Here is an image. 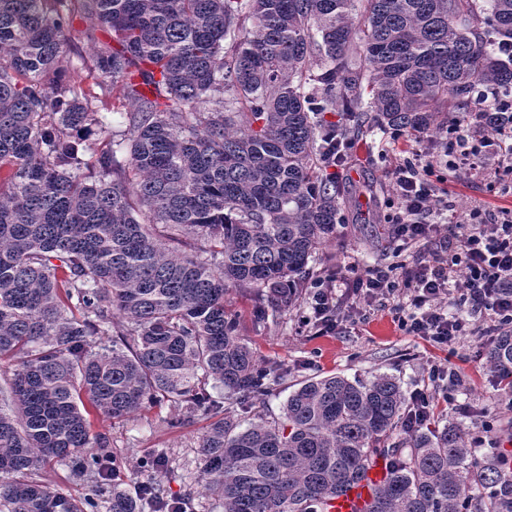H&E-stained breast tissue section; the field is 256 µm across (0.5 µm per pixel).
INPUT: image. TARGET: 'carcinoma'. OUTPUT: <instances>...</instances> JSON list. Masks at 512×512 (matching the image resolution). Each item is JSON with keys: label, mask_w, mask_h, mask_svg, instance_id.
<instances>
[{"label": "carcinoma", "mask_w": 512, "mask_h": 512, "mask_svg": "<svg viewBox=\"0 0 512 512\" xmlns=\"http://www.w3.org/2000/svg\"><path fill=\"white\" fill-rule=\"evenodd\" d=\"M77 11L112 34H87L98 93L72 84ZM507 41L512 0H0V512H187L158 482H111L90 433L92 409L122 420L161 401L211 419L198 480L224 512H323L376 456L389 473L366 512H512L500 450L459 426L385 446L406 405L388 374L308 379L285 423H243L234 406L288 371L261 365L224 308L233 288L259 320L293 306L336 238L326 154L367 123L430 136L477 86L512 90ZM110 96L131 110L98 150L74 132H104ZM485 361L512 384V331ZM54 460L90 493L37 480Z\"/></svg>", "instance_id": "cac0c4a2"}]
</instances>
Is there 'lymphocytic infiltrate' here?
I'll return each instance as SVG.
<instances>
[{
	"label": "lymphocytic infiltrate",
	"instance_id": "lymphocytic-infiltrate-1",
	"mask_svg": "<svg viewBox=\"0 0 512 512\" xmlns=\"http://www.w3.org/2000/svg\"><path fill=\"white\" fill-rule=\"evenodd\" d=\"M448 132L445 152L452 172L497 180L512 176V98L480 93L475 109L454 121ZM435 167L433 156L423 151L395 168L398 208L391 224L402 245L435 237L438 248L407 268L401 280L375 270L340 278L338 285L367 300L393 297L395 321L415 336L457 343L469 336L499 335L512 327V210L477 206L468 216H458L447 193L435 186ZM335 286L324 278L313 284L316 334L333 332L343 321ZM445 300L458 306L459 314H445Z\"/></svg>",
	"mask_w": 512,
	"mask_h": 512
}]
</instances>
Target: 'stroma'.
<instances>
[{"label":"stroma","instance_id":"stroma-1","mask_svg":"<svg viewBox=\"0 0 512 512\" xmlns=\"http://www.w3.org/2000/svg\"><path fill=\"white\" fill-rule=\"evenodd\" d=\"M414 146V141H396L379 130L351 139L347 164L336 177L342 216L338 234L310 261L311 277L409 267L432 251L429 243L398 250L387 222L398 204L392 171L410 156ZM435 176L443 180L458 215L476 205L491 209L512 206V190L506 185L480 178L457 179L441 163ZM392 303L388 296L369 303L344 293L341 311L345 321L336 331L317 336L307 324L312 316L309 297H301L287 312L258 321L253 316L252 294L230 291L226 306L237 318L241 338L260 362L288 370L285 386L276 387L264 402L255 404L250 419L280 417L288 387L304 380L332 375L367 380L387 373L400 379L405 393L428 388L439 424L456 423L472 445L511 455L512 388L497 381L484 364L487 337L439 344L409 335L389 313ZM89 420L92 434L108 440L117 481L123 487L130 489L157 479L170 496L191 491L196 498H203L205 491L195 482V448L209 425L207 418L187 417L180 406L164 403L147 406L122 421L96 412ZM159 449L166 453L164 465L145 469L144 458Z\"/></svg>","mask_w":512,"mask_h":512}]
</instances>
